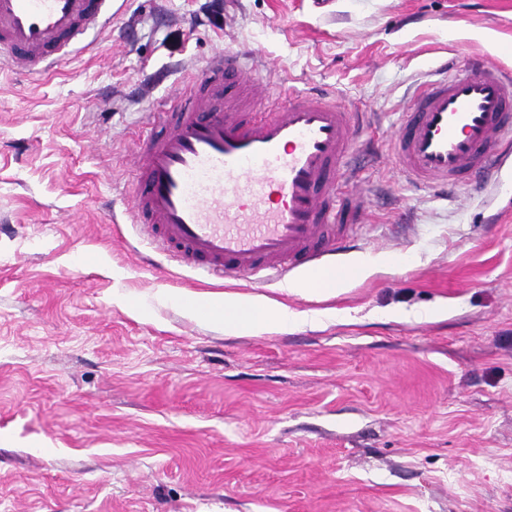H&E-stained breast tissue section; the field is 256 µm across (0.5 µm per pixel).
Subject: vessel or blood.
<instances>
[{
  "label": "vessel or blood",
  "mask_w": 512,
  "mask_h": 512,
  "mask_svg": "<svg viewBox=\"0 0 512 512\" xmlns=\"http://www.w3.org/2000/svg\"><path fill=\"white\" fill-rule=\"evenodd\" d=\"M110 2L0 0V59L30 74L66 56L103 31ZM193 83L133 157L127 210L153 242L188 269L259 284L352 248L366 202L339 186L355 160L382 155L364 113L348 111L334 90L294 86L263 108L262 84L240 52L213 55ZM384 155L417 190L486 187L512 156V73L474 60L456 75L441 63L412 92Z\"/></svg>",
  "instance_id": "b4317fda"
}]
</instances>
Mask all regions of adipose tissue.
Returning <instances> with one entry per match:
<instances>
[{"instance_id":"1","label":"adipose tissue","mask_w":512,"mask_h":512,"mask_svg":"<svg viewBox=\"0 0 512 512\" xmlns=\"http://www.w3.org/2000/svg\"><path fill=\"white\" fill-rule=\"evenodd\" d=\"M181 303L191 312L223 324L225 332L235 335L261 336L313 319L310 313L288 309L264 297L233 292L212 295L203 303L185 297Z\"/></svg>"}]
</instances>
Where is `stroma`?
Segmentation results:
<instances>
[{"label": "stroma", "mask_w": 512, "mask_h": 512, "mask_svg": "<svg viewBox=\"0 0 512 512\" xmlns=\"http://www.w3.org/2000/svg\"><path fill=\"white\" fill-rule=\"evenodd\" d=\"M208 11L114 0L40 79L0 67V512H512V158L448 200L365 166L349 256L374 267L333 296L200 278L125 212L137 144L214 53L384 138L439 61L512 71V0ZM224 291L336 317L232 336L179 304Z\"/></svg>", "instance_id": "35a3bbf8"}]
</instances>
